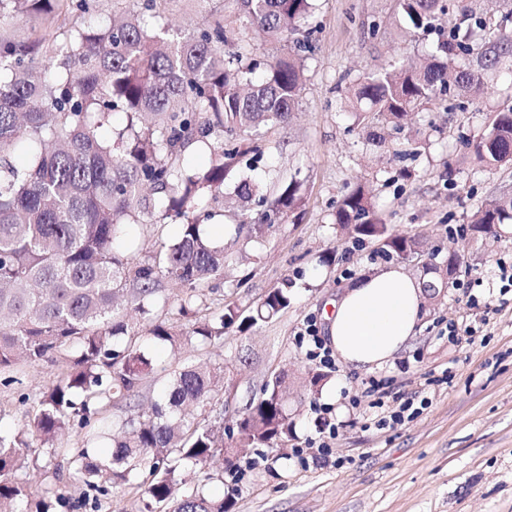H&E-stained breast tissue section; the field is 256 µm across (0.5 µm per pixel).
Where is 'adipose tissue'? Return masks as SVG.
I'll use <instances>...</instances> for the list:
<instances>
[{
    "label": "adipose tissue",
    "mask_w": 512,
    "mask_h": 512,
    "mask_svg": "<svg viewBox=\"0 0 512 512\" xmlns=\"http://www.w3.org/2000/svg\"><path fill=\"white\" fill-rule=\"evenodd\" d=\"M424 281L388 266L347 285L328 314L330 342L356 369L385 364L414 333L423 304Z\"/></svg>",
    "instance_id": "obj_1"
}]
</instances>
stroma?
Here are the masks:
<instances>
[{"label": "stroma", "instance_id": "obj_1", "mask_svg": "<svg viewBox=\"0 0 512 512\" xmlns=\"http://www.w3.org/2000/svg\"><path fill=\"white\" fill-rule=\"evenodd\" d=\"M435 30L407 34L397 0H313L305 23L314 52L288 121L259 131L263 155L240 171L259 195L273 199L290 181L300 184L298 209L261 232L224 243V273L205 292L209 306L246 308L269 291L284 288L290 303L272 319L246 331L230 328L223 342L185 344L179 354L143 344L154 370L130 402H108L104 419L147 408L182 368L220 364L222 390L204 417L229 427L268 380L288 378V407L295 427L283 450L244 449L207 491L231 497V512H512V292L500 296L501 267L512 268V233L494 236L473 230V213L501 194H512V163L490 166L477 160L472 144L489 130L494 112L512 108V77L496 74L483 94L437 99L414 113L403 131L385 128L382 144L368 138L370 117L355 111L346 89L364 74L397 60L436 55L439 40L459 24L458 0H443ZM99 17L150 11L182 28L230 23L237 0H90ZM84 16L60 0L52 21L31 15L0 18V30L32 40L59 36ZM255 45V60L267 64L291 54L289 43L266 40L248 28L223 44L226 53ZM364 185L375 212L396 234L412 239L416 253L404 268L421 275L432 261L436 295L425 298L422 317L408 344L379 367L353 370L343 361L328 367L310 359L307 327L326 337L325 313L346 284L391 260L379 241L360 238L336 222L344 195ZM201 207L214 211L212 225L253 222L257 202H238L232 187ZM177 224H129L123 237L137 256L175 241ZM454 273H447L449 256ZM477 304H470V296ZM474 321L472 339L452 344L448 326ZM63 361L25 366L24 389L0 385V429L17 431L33 409L30 398L51 387ZM345 381L339 400L326 399L310 381ZM426 406L401 425L380 424L371 383ZM336 424L326 463L316 462L325 423ZM35 497L64 495L67 512H145L140 471L108 496L88 495L66 456L24 448L15 472Z\"/></svg>", "mask_w": 512, "mask_h": 512}]
</instances>
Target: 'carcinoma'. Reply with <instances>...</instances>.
Returning a JSON list of instances; mask_svg holds the SVG:
<instances>
[{
  "instance_id": "obj_1",
  "label": "carcinoma",
  "mask_w": 512,
  "mask_h": 512,
  "mask_svg": "<svg viewBox=\"0 0 512 512\" xmlns=\"http://www.w3.org/2000/svg\"><path fill=\"white\" fill-rule=\"evenodd\" d=\"M59 0H0L6 11L53 13ZM499 34L474 41V31L454 27L438 49L445 60L406 63L366 74L353 92L356 108L381 124L404 127L410 116L438 95L453 90L478 95L488 74L512 66V0ZM250 27L269 38L293 39L296 53L267 67L264 77L242 53L224 54V26L173 29L135 14L86 20L59 41L22 40L0 34V384L21 385L24 363L54 359L70 349L76 358L39 397L27 437L0 432V512L29 496L14 479L17 449L36 442L54 445L73 420L83 427L101 421L106 398L135 395L152 370L136 344L114 338L128 334L119 320L123 302L143 316L159 303L158 285L182 287L178 314L195 317L192 335L212 344L235 326L247 330L288 307V292L276 288L256 305H203L204 287L224 270V243L201 231L214 213L198 208L207 190L224 193V183L242 158L262 152L255 132L284 122L303 88L304 58L314 51L297 37L311 0H239ZM409 30L430 28L439 0H399ZM459 54L477 67L459 70ZM116 111L126 116L112 126ZM202 143L211 160L203 169L181 163L186 150ZM476 157L490 165L512 155V109L497 113L491 129L473 143ZM30 157L26 170L12 156ZM296 181L269 202L260 223L270 225L301 200ZM150 217L154 224L180 225L175 242L139 260L117 252L122 227ZM337 223L359 237L381 241L385 253L401 257L413 241L388 232L372 210L369 193L357 185L343 197ZM479 232L512 224V196L487 203L472 217ZM183 334L166 323L148 339L175 350ZM224 380V367H186L174 374L145 414L120 421L110 438L112 460L97 461L83 448L70 457L74 473L95 496L128 481L142 460L152 462L144 489L145 512H230L232 503L212 497L210 464L224 459V439L190 408L206 405ZM236 447H268L292 433L284 378L276 375L241 415ZM196 470L192 489L174 498L185 467Z\"/></svg>"
}]
</instances>
